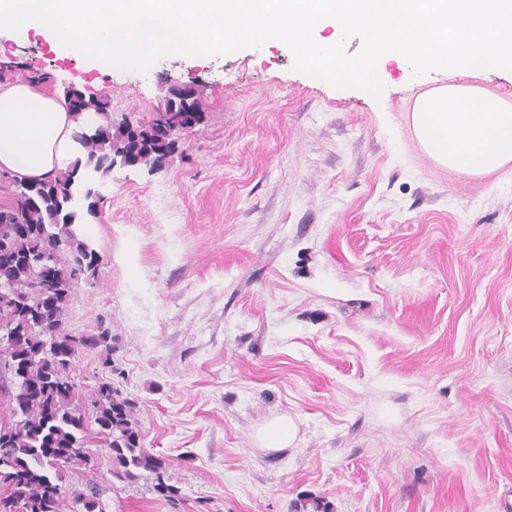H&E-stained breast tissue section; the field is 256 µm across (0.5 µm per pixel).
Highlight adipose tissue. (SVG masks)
Returning a JSON list of instances; mask_svg holds the SVG:
<instances>
[{
	"label": "adipose tissue",
	"instance_id": "obj_1",
	"mask_svg": "<svg viewBox=\"0 0 512 512\" xmlns=\"http://www.w3.org/2000/svg\"><path fill=\"white\" fill-rule=\"evenodd\" d=\"M90 120L75 119L65 100L37 83H0V170L29 182L55 176L78 158L76 136ZM412 124L427 153L448 169L480 174L512 162V106L482 90L433 89L417 103Z\"/></svg>",
	"mask_w": 512,
	"mask_h": 512
}]
</instances>
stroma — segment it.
Wrapping results in <instances>:
<instances>
[{
  "label": "stroma",
  "mask_w": 512,
  "mask_h": 512,
  "mask_svg": "<svg viewBox=\"0 0 512 512\" xmlns=\"http://www.w3.org/2000/svg\"><path fill=\"white\" fill-rule=\"evenodd\" d=\"M3 65L108 98L117 122L177 83L208 104L162 164L105 179L81 233L98 273L66 319L110 329L111 367L83 350L73 374L133 402L182 499L114 481L103 448L64 493L104 483V512H512V163L442 167L411 123L443 85L512 105V71L389 57L374 96L295 70L279 40L141 74L1 31ZM281 416L294 441L262 447Z\"/></svg>",
  "instance_id": "stroma-1"
}]
</instances>
